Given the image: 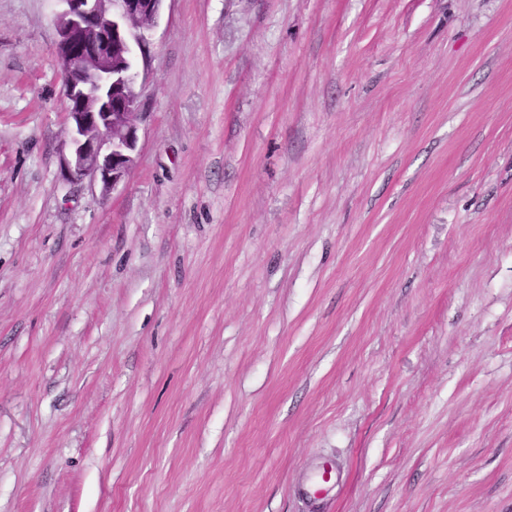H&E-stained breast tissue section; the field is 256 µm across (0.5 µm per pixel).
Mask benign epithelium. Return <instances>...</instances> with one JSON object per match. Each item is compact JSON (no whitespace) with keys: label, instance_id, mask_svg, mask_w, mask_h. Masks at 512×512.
<instances>
[{"label":"benign epithelium","instance_id":"1","mask_svg":"<svg viewBox=\"0 0 512 512\" xmlns=\"http://www.w3.org/2000/svg\"><path fill=\"white\" fill-rule=\"evenodd\" d=\"M56 55L70 122L61 171L69 184L85 181L101 193L130 173L145 117L138 57L145 32L156 26L164 0H59Z\"/></svg>","mask_w":512,"mask_h":512}]
</instances>
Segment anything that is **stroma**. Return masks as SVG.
Wrapping results in <instances>:
<instances>
[{
  "mask_svg": "<svg viewBox=\"0 0 512 512\" xmlns=\"http://www.w3.org/2000/svg\"><path fill=\"white\" fill-rule=\"evenodd\" d=\"M57 0H0V512H512V0H164L109 195Z\"/></svg>",
  "mask_w": 512,
  "mask_h": 512,
  "instance_id": "1",
  "label": "stroma"
}]
</instances>
